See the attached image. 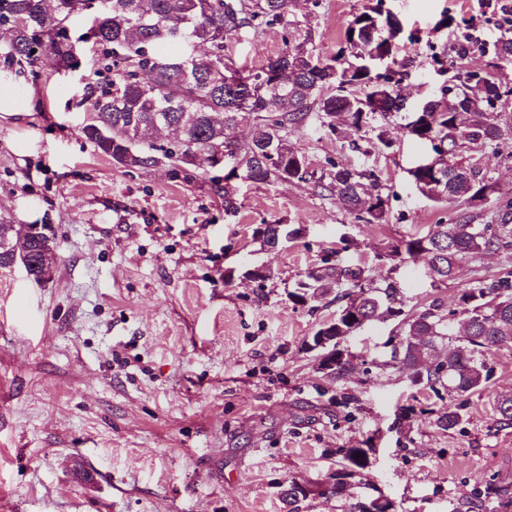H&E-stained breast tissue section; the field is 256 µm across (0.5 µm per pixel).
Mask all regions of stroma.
<instances>
[{
    "mask_svg": "<svg viewBox=\"0 0 512 512\" xmlns=\"http://www.w3.org/2000/svg\"><path fill=\"white\" fill-rule=\"evenodd\" d=\"M376 5L401 27L394 150L362 155L312 121L290 137L309 157L307 181L238 184L231 211L203 158L128 168L83 138L91 44L65 70L21 67L35 108L0 117V221L50 225L58 260L44 284L21 266L0 269V512H348L381 494L398 512H463L512 487V425L497 412L512 395V351L489 355L488 389L437 394L408 371L380 368L393 324L371 322L342 341L357 358L336 376L306 347L336 303L288 299L340 249L376 281L396 279L406 306L444 314L460 288L508 266L506 253H486L439 281L390 251L455 210L409 175L433 155L406 129L415 113L444 101L460 71L491 79L512 102V62L495 55L512 37V0H300L296 13L331 58L348 23ZM468 33L478 38L470 52L449 55ZM225 46L253 69L282 50L283 30L246 28ZM474 159L497 188L482 205L489 216L512 198V143L459 157ZM333 163L376 169L394 191L386 223L355 222L317 188ZM264 224L298 234L267 251ZM261 264L269 279L243 278ZM451 411L460 421L448 429ZM351 448L367 463L348 477L350 495L287 504L289 484L331 482Z\"/></svg>",
    "mask_w": 512,
    "mask_h": 512,
    "instance_id": "stroma-1",
    "label": "stroma"
}]
</instances>
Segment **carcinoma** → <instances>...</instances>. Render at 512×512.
Wrapping results in <instances>:
<instances>
[{
	"label": "carcinoma",
	"mask_w": 512,
	"mask_h": 512,
	"mask_svg": "<svg viewBox=\"0 0 512 512\" xmlns=\"http://www.w3.org/2000/svg\"><path fill=\"white\" fill-rule=\"evenodd\" d=\"M44 0H0V51L9 65L41 60L58 69L73 64L65 29L81 16L80 0H56V12ZM294 0H103L93 20L91 38L99 48L92 60L94 75L115 74L90 90L94 122L80 133L116 163L150 168L161 163L191 164L197 154L222 152L224 205L234 207L231 181L251 183L306 180L308 157L288 135L312 119L324 120L336 134L351 137L354 148L366 139L369 148L393 147L388 115L403 108L388 74L376 65L393 56L399 28L380 20L372 9L357 15L345 35L353 60L340 53L330 60L316 53L311 28L293 11ZM277 24L285 49L264 65L243 74L224 54L227 34ZM460 111L428 103L411 122L409 133L432 144L430 166L412 178L430 200L463 203L447 223L392 247L391 256L423 262L440 281L453 280L461 264L488 252L512 249V199L486 221L480 204L496 192L495 184L474 164L456 161L462 148L494 147L512 140V108L505 107L498 86L469 72L459 74ZM352 87L365 90L361 96ZM345 119V126L335 124ZM383 123L376 125V118ZM246 118L256 120L260 135L248 143L230 142L225 128ZM328 181L318 187L336 194L362 224L386 220L390 195L374 169L331 165ZM342 302L336 317L315 332L328 339L326 351L336 356L333 372L344 374L352 355L340 343L366 323L394 320L400 336L391 366L411 371V381L434 392L463 396L483 390L490 379L486 356L512 350V270L478 279L460 290L457 309L445 317L431 305L404 311L399 283H377L363 266L349 259L325 262L297 282L288 298L300 307L329 296ZM448 349L445 367L433 358ZM342 496V481L329 488L289 485L288 503L309 495ZM497 506L482 500L468 512H512V491H492Z\"/></svg>",
	"instance_id": "carcinoma-1"
}]
</instances>
